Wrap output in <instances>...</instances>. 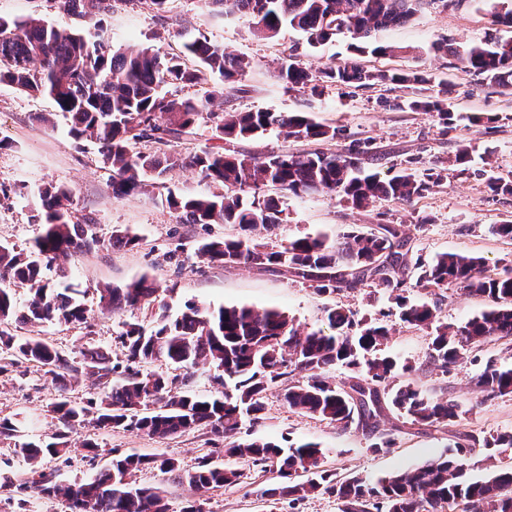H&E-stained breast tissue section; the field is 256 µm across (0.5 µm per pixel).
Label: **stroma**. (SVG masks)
Instances as JSON below:
<instances>
[{
  "label": "stroma",
  "instance_id": "obj_1",
  "mask_svg": "<svg viewBox=\"0 0 512 512\" xmlns=\"http://www.w3.org/2000/svg\"><path fill=\"white\" fill-rule=\"evenodd\" d=\"M497 3L464 0L460 6L445 9L438 2L431 5L422 0L409 22L373 32L374 43L394 47V55L386 57L350 50L349 39L343 37L316 47L308 46L302 35L292 30L262 39L252 34L245 20L213 13L205 0H169L162 12L152 10L144 0L134 6L115 0L111 12L98 22L78 21L61 10L56 0H0V17H39L61 29L80 30L88 42L102 43L111 50L148 48L163 57L180 54L187 38L204 32L211 42L253 63L246 80L247 92L225 97L224 111L305 112L317 122L343 127L347 140L323 143V150L342 152L351 139L368 142L377 156L373 167L384 176L408 167L415 159L422 167H429L431 162L454 155L459 145L471 146L470 173L462 175L457 168H449L440 185L410 204L379 200L355 209L331 194H278L281 224L269 230L257 229L253 238L276 249L299 237L323 235L335 240L354 228L367 231L380 224H398L410 239L411 257L430 259L445 252L479 256L485 261L487 274L496 275L512 265V240L492 230L493 225L512 221V197L491 194L478 172L488 165L512 170V94L477 82L456 57L437 52L436 47L445 40L464 48L492 34L512 37L511 27L491 23ZM293 48L313 70L352 61L373 71L423 70L434 80L450 82L455 115L452 130L440 135L435 113L393 107V100L411 98V91L406 89L376 84L350 93L328 83L317 94L307 89L288 90L276 80L273 70ZM55 109L49 97L0 83V242L30 248L41 233L33 220L38 191L45 184L62 183L72 190L74 219L93 218L105 238L115 229L129 230L139 243L132 248L79 250L54 263L46 272L48 281L60 290L71 285L85 290L89 324H23L17 328L18 335L40 337L69 357L79 356L90 342L119 360L123 352L114 338L123 323L153 328L163 306L172 315L188 302L211 308L277 309L311 330L324 327L327 309L340 305L358 316L387 324L390 336L383 351L398 362L390 389L412 384L425 395L460 403L466 415L449 424L442 434L412 425L397 410H387L378 419L375 437L387 440L388 446L376 452L371 448L373 437L361 430H342L294 413L276 386L263 399L261 420L243 426V437L270 440L283 447L305 441L317 443L323 451L324 469L374 482L448 453L460 434L512 432V394L489 398L476 385L487 362L512 365V337L472 348L464 361L446 374L430 357L432 330L401 321L395 296L385 289L365 285L319 294L289 276L243 265L207 263L197 255L200 242L235 237L237 226L179 223L165 198L170 193L208 195L215 192V185L198 171L177 169L170 173L165 186L114 198L112 171L103 164L98 144L90 138L74 139L66 118L57 115ZM48 112L55 113L54 124L40 121V114ZM143 276L163 288L156 303L116 313L101 307L99 288L122 286ZM407 298L438 302L441 322L452 327L488 308L484 297L456 288H417L408 291ZM56 395L49 376L30 362L17 361L0 374V419H9L16 428L13 437H0V473L16 476L27 470V462L17 451L20 443L47 440L62 432V424L49 410ZM89 436L105 449L175 458L185 470L193 469L199 458L224 445L223 438L200 431L159 438L123 430H94ZM83 437L72 435L65 458L43 462L62 483L87 482L107 462L103 456L96 463L88 462L81 446ZM228 465L242 472L240 483L204 496L157 468L140 473L138 482L164 491L170 512H182L183 507L197 501L202 502L204 512H338L335 499L322 493L295 502L260 499L258 489L277 482L276 472L261 471L243 459L229 460Z\"/></svg>",
  "mask_w": 512,
  "mask_h": 512
}]
</instances>
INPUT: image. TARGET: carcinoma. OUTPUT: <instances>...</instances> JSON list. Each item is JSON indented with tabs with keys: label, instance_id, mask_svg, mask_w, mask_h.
I'll return each mask as SVG.
<instances>
[{
	"label": "carcinoma",
	"instance_id": "carcinoma-1",
	"mask_svg": "<svg viewBox=\"0 0 512 512\" xmlns=\"http://www.w3.org/2000/svg\"><path fill=\"white\" fill-rule=\"evenodd\" d=\"M114 0H59L60 7L80 21L105 16ZM421 0H207L212 10L244 18L255 33L274 38L285 27L300 31L308 45L333 41L339 36L355 40L360 53L382 56L391 46H370L372 32L405 23L414 16ZM437 50L460 59L482 83L512 89V39L476 44L461 52L443 42ZM195 60L189 67L183 58ZM251 62L212 43L200 32L184 42L182 55L162 59L147 49L107 52L89 44L79 30H61L40 18L8 20L0 17V82L29 94L46 95L69 118L70 134L89 136L99 145L104 162L112 166V195L123 198L146 191L144 178L152 173L162 181L178 168H192L222 188L208 196H175L166 201L181 224H236L241 236L212 239L199 245L198 256L226 267L245 265L258 270L285 273L309 284L319 293L356 289L368 282L391 292L408 288L447 290L459 288L480 295L490 309L452 331L435 328L432 359L448 371L465 359L471 348L492 338L512 336V272L490 277L480 257L442 253L427 262L410 264L409 238L399 224H381L365 233L351 230L344 240L329 244L321 238L301 237L279 250L269 251L253 242L257 228L281 223L277 199L260 192L270 185L294 196L336 194L356 208L376 200L409 203L445 178L438 165L419 175L408 168L390 177L365 171L375 161L369 146L353 141L342 153L320 149L295 154L271 153L262 159L245 153H228L218 144L181 155L163 147L182 139L200 119L212 123L214 138L252 139L275 128L286 139L330 142L342 129L312 120L305 112H216L224 92H246L244 80ZM278 81L290 90L318 91L325 83L360 88L376 82L414 87L416 96L404 103L413 111L435 112L442 132L451 128L453 113L448 82L440 81L430 95L422 94L432 83L425 72L370 71L354 62L312 71L292 49L276 71ZM198 86L201 92L182 97L164 90L168 84ZM151 141L159 148L145 153L134 145ZM485 185L496 196H512V172L483 171ZM35 221L42 235L31 251L0 244V278L30 285L31 298L19 310L11 291L0 288V349L44 369L51 384L66 388L82 377H94L96 396L78 406L60 396L51 403L65 431L54 441H27L18 453L29 464L25 476L3 477L0 502L13 512H27L28 498H58L66 512H169L158 489L137 484L136 473L154 467L146 454L110 450L112 460L95 477L82 484L64 485L42 461L60 458L69 451L70 434L81 429L136 432L168 437L206 429L226 440L222 452L270 467L281 481L261 489V496L292 502L315 492L336 497L340 512H443L448 502L465 505L466 512H512V466L495 470L489 477L471 481L465 477L461 454L476 449L493 452L512 448V432L491 438L466 436L467 444L455 443L456 452L445 454L417 469L392 475L375 485L358 476L338 479L322 469L323 452L315 443L283 448L273 441L241 440L242 425L260 419L263 398L281 383L292 365L305 379L282 389L289 409L327 420L346 429L354 419L372 426L384 409L387 382L396 367L389 355H380L389 328L356 318L337 306L327 310V329L304 331L294 318L279 310L249 307L203 308L195 303L171 319L162 313L157 326L146 331L136 323H123L117 340L125 349V362H114L108 353L89 343L80 359L67 357L47 342L12 333V324L57 322L88 323V310L78 288L58 292L43 280V267L71 255L106 245L126 248L138 237L115 229L108 241L98 235L90 217L71 218L72 192L64 185L49 184L39 190ZM160 284L142 276L123 286L100 290L103 308L120 311L154 302ZM436 303H403L401 319L429 328L437 321ZM162 359L168 372L143 371L140 365ZM206 365L217 371L224 390L201 397L189 390L194 370ZM352 375L338 383L326 376L335 366ZM488 397L512 393V366L491 361L477 377ZM391 405L414 425L432 427L459 418L460 405L424 395L411 384L401 386ZM160 469L175 474L199 495L239 483L240 473L201 458L193 470H181L172 458Z\"/></svg>",
	"mask_w": 512,
	"mask_h": 512
}]
</instances>
